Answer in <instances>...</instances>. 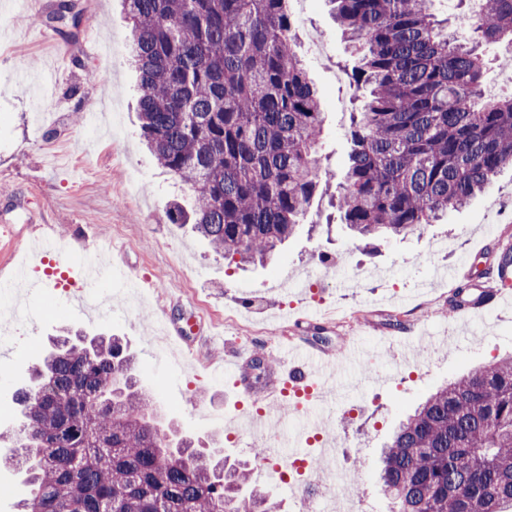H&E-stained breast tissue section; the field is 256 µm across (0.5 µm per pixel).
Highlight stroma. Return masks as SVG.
Segmentation results:
<instances>
[{
  "label": "stroma",
  "instance_id": "35a3bbf8",
  "mask_svg": "<svg viewBox=\"0 0 512 512\" xmlns=\"http://www.w3.org/2000/svg\"><path fill=\"white\" fill-rule=\"evenodd\" d=\"M75 15L56 16L58 0H33L32 10L53 37L40 34L0 42V225L15 235L0 239V275L53 231L76 237L81 254L99 251L111 262L121 247L123 270L136 281L152 279L150 295L130 302L126 288L100 281L112 312L90 321L74 309L71 292L54 291V312L27 308L25 288L0 287V457L23 438L16 391L27 385L61 331L124 337L136 356L141 386L155 398L153 422L175 429L197 448L220 452L227 463L251 460L254 434L235 423L224 394L232 381H209L204 365L221 359L225 342L282 359L286 336L320 339L340 355L346 345L363 349L360 363L341 378L347 391L318 402L312 417L334 438L340 475L361 480L358 512H389L377 483L383 446L395 426L429 393L475 366L512 351V302L469 319L449 318L448 299L481 293L499 256L512 249V167L503 168L487 190L463 208L449 211L418 235L364 245L340 223L329 195H315L306 227L282 244L263 265L241 266L215 255L189 227L170 223L171 200L190 203L193 193L158 166L141 138L137 76L126 57L129 28L123 0H73ZM307 24L322 36L327 53H299L320 96L324 114L318 159L332 182L341 181L351 149L347 131L354 98L346 74L356 62L327 0H309ZM67 57L57 85L35 95L51 47ZM454 268L455 280L436 273ZM305 274L320 300L297 298L280 283ZM260 292L252 314L241 313L245 290ZM187 341L182 363L159 359L151 345L161 314ZM392 375L373 387L369 377ZM361 404L358 419L339 411Z\"/></svg>",
  "mask_w": 512,
  "mask_h": 512
}]
</instances>
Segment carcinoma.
<instances>
[{
    "label": "carcinoma",
    "mask_w": 512,
    "mask_h": 512,
    "mask_svg": "<svg viewBox=\"0 0 512 512\" xmlns=\"http://www.w3.org/2000/svg\"><path fill=\"white\" fill-rule=\"evenodd\" d=\"M142 135L194 193L192 230L238 263L300 228L322 171L323 112L291 36L288 0H125ZM361 52L350 163L335 208L361 237L408 236L512 166V97L482 87L486 44L512 45V0H479L474 37H448L432 0H328ZM17 394L26 453L18 512H275L244 464L151 422L135 356L117 336L53 342ZM392 512H512V355L429 395L379 473Z\"/></svg>",
    "instance_id": "1"
}]
</instances>
